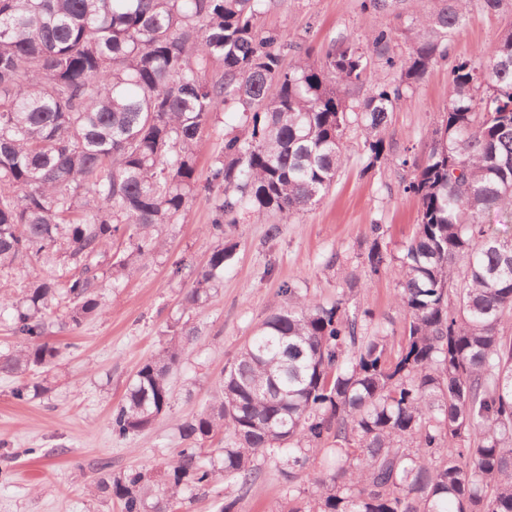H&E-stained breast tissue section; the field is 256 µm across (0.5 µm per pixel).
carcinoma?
<instances>
[{"instance_id": "cac0c4a2", "label": "carcinoma", "mask_w": 512, "mask_h": 512, "mask_svg": "<svg viewBox=\"0 0 512 512\" xmlns=\"http://www.w3.org/2000/svg\"><path fill=\"white\" fill-rule=\"evenodd\" d=\"M432 3L408 17L399 64L391 33H371L376 56L400 69L386 83L348 40L285 64L297 45L257 25L276 0H0V269L40 268L19 297L0 296L12 397L50 391L41 374L62 357L50 325L75 331L101 315L103 288L152 260L199 192L213 194L214 247L191 273L186 310L217 292L238 247L226 228L287 221L330 192L350 122L365 137L364 170L380 166L392 112L465 23L467 0ZM448 78L446 111L404 185L420 204L415 233L395 256L372 225L362 260L370 278L397 273L400 341L369 330L371 312L282 282L294 304L225 363L211 400L181 423L184 447L161 481L136 469L98 479L123 512H173L220 473L246 486L258 455L284 457L292 478L323 451L336 467L308 474L314 506L290 512H512V340L500 334L512 235L491 228L512 225V28ZM366 82L371 93L349 104L346 89ZM221 111L237 121L202 184L198 143ZM171 328L112 411L118 438L170 408L171 374L196 340L180 317ZM219 434L224 447L202 458Z\"/></svg>"}]
</instances>
